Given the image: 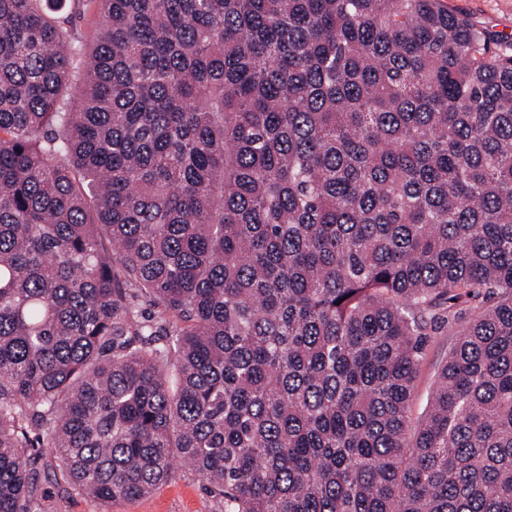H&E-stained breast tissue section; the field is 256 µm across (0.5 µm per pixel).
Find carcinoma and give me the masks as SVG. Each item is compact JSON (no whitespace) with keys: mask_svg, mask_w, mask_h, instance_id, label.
<instances>
[{"mask_svg":"<svg viewBox=\"0 0 512 512\" xmlns=\"http://www.w3.org/2000/svg\"><path fill=\"white\" fill-rule=\"evenodd\" d=\"M97 2L88 51L0 0V512L47 455L110 505L512 512V52L447 0ZM454 342L448 330L431 332L428 342L423 350L417 375L414 392L410 401V415L412 428L408 437H413V428L423 419L429 405L430 397L435 389L441 367L448 359V352ZM47 484L51 512H224L220 498L210 492L206 482L181 467L174 479L151 494L112 506L71 492L60 472Z\"/></svg>","mask_w":512,"mask_h":512,"instance_id":"cac0c4a2","label":"carcinoma"}]
</instances>
